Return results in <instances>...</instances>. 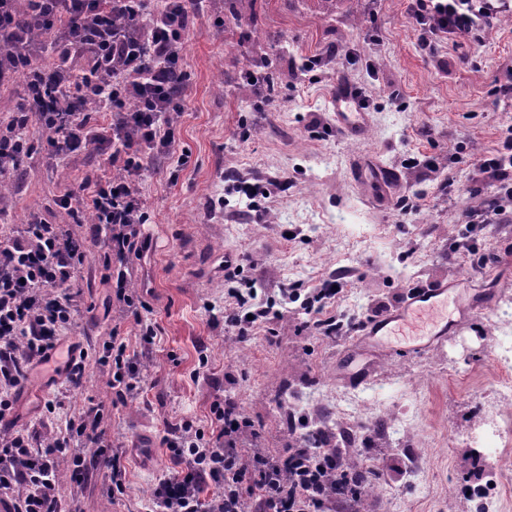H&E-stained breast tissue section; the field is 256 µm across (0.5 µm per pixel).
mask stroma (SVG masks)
<instances>
[{"label": "stroma", "instance_id": "35a3bbf8", "mask_svg": "<svg viewBox=\"0 0 512 512\" xmlns=\"http://www.w3.org/2000/svg\"><path fill=\"white\" fill-rule=\"evenodd\" d=\"M267 34L281 36V44L260 43ZM331 47L335 57L306 68ZM247 66L272 72L276 107L261 105L243 78ZM182 67L187 89L175 148L186 163L175 178L163 169L143 176L151 247L131 264V283L148 289L157 326L154 345L140 356L142 394L118 399L106 368L92 363L77 385L32 367L17 394V425L47 437L65 416L100 403L107 437L131 450L124 494L111 496L104 476L80 485L67 479L59 484L63 503L77 502L82 512H147L158 479L179 469L163 435L182 418L209 428L212 404L228 393L274 454H286L294 441L283 422L285 399L314 421L329 414L347 427L380 424L395 434L393 444L377 438V456L365 457L358 444L343 451L347 462L367 461L377 471L364 512H477L473 489L488 486L498 470L512 473V459L485 450L481 435V407L496 378L495 338L512 332V223L470 231L456 217L480 203L477 159L497 149L512 125V101L500 92L512 83V14L484 45L459 39L429 57L417 46L405 0H345L331 14L316 0H257L255 13L230 28L224 0H209L190 22ZM343 76L370 101L359 138L336 131L333 100ZM421 155L437 158L440 170H404L406 158ZM318 157L325 166L315 167ZM229 171L279 187L249 210L226 194ZM91 172L112 170L88 156L31 160L0 195L6 222L22 224L34 213L66 221L57 197ZM401 194L416 199L405 215L392 208ZM218 199L224 211L210 215L205 204ZM239 253L272 301L279 283L305 295L330 272H345L343 291L321 314L357 325L374 305L397 303L426 280L458 279L494 290L495 299L459 321L447 341L382 360L366 382L352 384L336 377L348 337L305 329L298 303L245 342L210 321L205 305L225 301L224 257ZM98 263L90 255L78 276L80 300L59 348L98 349L111 330L128 338L136 332L111 310ZM365 391L377 403L368 413L346 401ZM57 394L62 406L48 413L45 403ZM411 469L418 483H410Z\"/></svg>", "mask_w": 512, "mask_h": 512}]
</instances>
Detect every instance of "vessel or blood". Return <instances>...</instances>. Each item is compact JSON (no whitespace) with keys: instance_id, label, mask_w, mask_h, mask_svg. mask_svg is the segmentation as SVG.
<instances>
[{"instance_id":"1","label":"vessel or blood","mask_w":512,"mask_h":512,"mask_svg":"<svg viewBox=\"0 0 512 512\" xmlns=\"http://www.w3.org/2000/svg\"><path fill=\"white\" fill-rule=\"evenodd\" d=\"M356 107L352 96L337 99L336 129L340 134L353 136L361 131L364 115ZM457 286V280L444 279L426 288H411L400 305L366 320L355 340L337 359V375L350 383H362L370 375L371 360L425 351L447 340L456 327L457 317L484 311L493 301L492 294L482 291L458 303L456 315H449L448 300Z\"/></svg>"}]
</instances>
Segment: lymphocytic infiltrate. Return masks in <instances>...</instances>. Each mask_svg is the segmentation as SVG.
<instances>
[{
	"label": "lymphocytic infiltrate",
	"instance_id": "f902f5d3",
	"mask_svg": "<svg viewBox=\"0 0 512 512\" xmlns=\"http://www.w3.org/2000/svg\"><path fill=\"white\" fill-rule=\"evenodd\" d=\"M204 0H0V85L25 71L26 96L17 110L0 118V179L18 175L24 162L43 154L66 161L95 154L112 168L110 177L86 176L57 202L73 220L92 214L83 233L41 217L0 235V420L14 412L16 392L28 368L56 349L73 320L78 273L99 251L114 304L132 317L139 346L111 333L96 363L111 370L110 386L123 399L141 394L139 347L153 343L149 306L130 287L129 258L145 242L150 219L140 191L144 172L181 164L175 150L174 114L184 93L182 50L191 14ZM512 11V0H407V16L423 54L464 38L482 44L496 20ZM46 29L56 45L51 65L28 45L27 25ZM96 101L106 122L76 109ZM489 193L457 215L461 224L489 227L512 222V128L495 151L477 163ZM228 284L224 328L250 340L267 320L270 306L247 278L242 262L225 265ZM342 277L331 274L302 296L281 284V300L300 302L308 330L343 336L348 325L316 313L335 299ZM211 431L186 421L162 443L181 466L155 484L156 512H362L360 494L346 485L347 465L332 438L309 445L297 437L287 455L258 448L254 422L233 396L214 402ZM101 405L91 403L68 418L64 432L41 444L33 432L10 426L0 435V503L9 512H68L58 494L57 460L68 455L77 482L91 479L98 463L110 471V490L126 488V450L102 428Z\"/></svg>",
	"mask_w": 512,
	"mask_h": 512
}]
</instances>
